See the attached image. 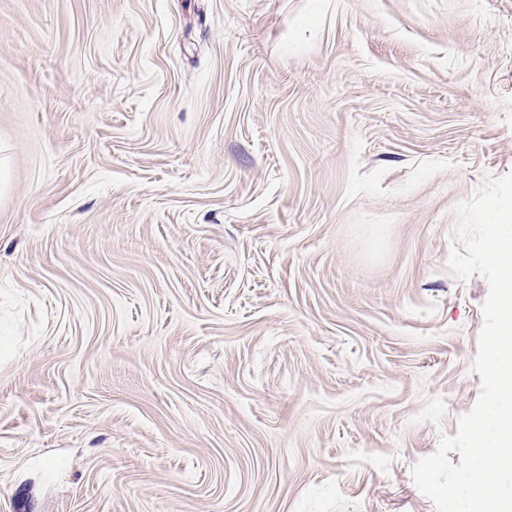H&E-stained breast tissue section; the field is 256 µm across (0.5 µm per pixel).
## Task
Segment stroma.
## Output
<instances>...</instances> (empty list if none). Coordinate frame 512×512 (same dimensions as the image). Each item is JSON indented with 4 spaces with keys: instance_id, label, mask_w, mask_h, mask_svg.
Here are the masks:
<instances>
[{
    "instance_id": "1",
    "label": "stroma",
    "mask_w": 512,
    "mask_h": 512,
    "mask_svg": "<svg viewBox=\"0 0 512 512\" xmlns=\"http://www.w3.org/2000/svg\"><path fill=\"white\" fill-rule=\"evenodd\" d=\"M512 174V0H0V512H435Z\"/></svg>"
}]
</instances>
